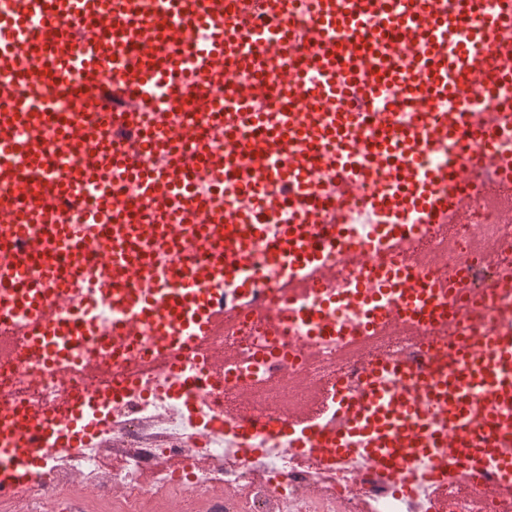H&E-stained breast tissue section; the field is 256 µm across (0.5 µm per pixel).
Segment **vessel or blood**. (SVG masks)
I'll use <instances>...</instances> for the list:
<instances>
[{
  "label": "vessel or blood",
  "instance_id": "1",
  "mask_svg": "<svg viewBox=\"0 0 512 512\" xmlns=\"http://www.w3.org/2000/svg\"><path fill=\"white\" fill-rule=\"evenodd\" d=\"M0 9V320L27 319L17 334L24 357L50 368L73 362L96 340L120 349L141 326L148 350L124 364L121 380L47 408L0 400V493L40 473L49 448H91L112 422L103 408L158 368L181 398L224 382V361L187 374L174 350L198 351L227 318L255 307L257 275L241 258L262 244L283 273L277 320L303 295H319L307 316L317 336L345 335L333 316L330 270L337 250L357 262L371 241L342 227L359 200L388 235L415 223L466 222L468 201L488 180L512 184V0H262L271 30L253 25L247 0H9ZM205 31L190 42L189 30ZM193 69H185V57ZM482 87L467 98L465 83ZM163 88L171 109L154 112ZM64 112H54L57 101ZM224 153L209 156L205 131ZM448 159L428 162L437 146ZM80 165L68 178L47 150ZM335 192L321 184L323 166ZM207 177L219 193L193 187ZM137 195H123L124 179ZM95 183L100 198L81 192ZM287 212L286 224L271 223ZM105 287L77 300L70 317L57 298L87 282ZM466 284L456 260L436 279L425 258L383 279L363 277L358 297L374 304L365 335L345 357L355 382H340V412L308 425L320 391L286 421L198 420L202 435H231L259 451L256 432L316 452L325 464L397 476V492L460 481L487 494L512 493V334L460 335L454 314ZM387 305L376 306L377 296ZM112 307L102 334L97 310ZM430 343L413 364L360 351L388 334Z\"/></svg>",
  "mask_w": 512,
  "mask_h": 512
}]
</instances>
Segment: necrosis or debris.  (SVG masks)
Returning <instances> with one entry per match:
<instances>
[{
    "mask_svg": "<svg viewBox=\"0 0 512 512\" xmlns=\"http://www.w3.org/2000/svg\"><path fill=\"white\" fill-rule=\"evenodd\" d=\"M489 234L496 246L493 259H473L467 271L468 292L458 304L468 316L467 332L512 331V287L503 281L512 271V186H491L475 202L468 224H433L418 229L394 247L401 263L420 254L440 258L446 250L470 251L476 233ZM337 300L336 319L343 325L365 322L368 305L355 300L360 277L336 254L327 255ZM497 293H490V285ZM318 298L308 295L294 306L281 330L264 318H247L227 327L222 338L209 341L211 351H234L221 388L180 402L168 392L167 376L155 371L138 389L111 407L112 429L95 447L79 451L56 448L47 456V470L17 490L9 512H48L50 505H73L75 494L89 501L106 500L113 512H142L146 503L164 505V512H435L427 498L397 496L379 475L356 469L327 470L314 454L299 455L285 444L262 439V454L231 447L229 440L208 448L198 445L192 414L224 412L240 419H268L267 406L241 395L249 387L287 385L307 378L325 391L351 367L342 358L345 337L316 340L303 319ZM313 353L310 361L269 360L274 347ZM99 377L73 367L47 370L25 360L20 350L0 357V398H16L46 407L65 402L75 391L96 392Z\"/></svg>",
    "mask_w": 512,
    "mask_h": 512,
    "instance_id": "obj_1",
    "label": "necrosis or debris"
}]
</instances>
